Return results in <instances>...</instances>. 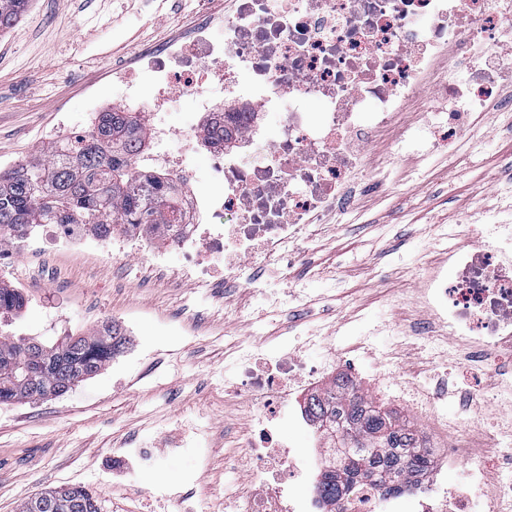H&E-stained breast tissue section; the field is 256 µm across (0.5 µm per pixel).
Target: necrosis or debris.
Returning <instances> with one entry per match:
<instances>
[{"label":"necrosis or debris","mask_w":512,"mask_h":512,"mask_svg":"<svg viewBox=\"0 0 512 512\" xmlns=\"http://www.w3.org/2000/svg\"><path fill=\"white\" fill-rule=\"evenodd\" d=\"M222 39L200 35L182 47L146 51L155 75L151 100L138 82H124L114 109L145 116V131L159 149L153 166L167 171L190 212L182 226L161 225L153 237L128 224L108 235L89 224H49L41 247H65L121 262L150 240L153 261L178 254L194 286L247 288L262 263L281 262L310 236L322 217L350 207L356 188L373 186L365 154L377 141L398 159L401 124L415 105L445 102L434 118L440 134L466 133L473 114L500 106L512 112V62L500 46L512 34V0H230ZM216 82L223 101L204 91ZM195 111L220 117L242 112L245 122L229 152L213 156L209 194L199 195L187 147L203 129L177 131L170 112L181 97ZM316 99L320 111L305 103ZM284 110L276 137L259 115ZM475 242L448 249L445 266L427 271L418 295L426 315L415 349L454 358L467 369H492L482 399L495 409L489 423L471 417L473 396L449 377L427 386L417 370L404 371L394 388L417 417L433 420L448 437V465L462 467L460 489L445 491L430 470L398 489L360 481L341 501L342 512H512V225L487 223ZM335 363L328 357L306 369L281 351L276 371L237 345L238 391L250 408L282 416L287 401L321 381ZM455 395L454 416L439 403ZM308 454L290 449L274 458L239 512H315L318 500L294 495Z\"/></svg>","instance_id":"1"}]
</instances>
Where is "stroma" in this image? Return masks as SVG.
I'll return each instance as SVG.
<instances>
[{
    "label": "stroma",
    "instance_id": "1",
    "mask_svg": "<svg viewBox=\"0 0 512 512\" xmlns=\"http://www.w3.org/2000/svg\"><path fill=\"white\" fill-rule=\"evenodd\" d=\"M226 0H32L19 25L0 36V168L28 159L64 120L82 124L120 90L130 71L152 92L141 46L190 42L196 16L221 17ZM468 156L452 166L449 155ZM512 113L482 115L454 144L405 149L373 172L377 192L325 219L321 234L296 254L294 273L268 264L263 288L224 295L153 267L149 251L126 263L49 249L44 261L19 258L8 276L26 306L0 319V333L50 344L88 334L103 320L120 325L123 352L74 389L37 402L0 404V512L45 490L81 485L102 512H232L260 472L230 475L225 435L257 426L233 388L232 359L242 333L256 356L285 345L309 364L332 355L342 372L375 391L417 361L413 350L380 331L381 321L409 329L416 288L441 261L444 234L486 213L512 218ZM44 278L35 290L30 282ZM276 293L271 306L267 293ZM199 443L169 450L188 426ZM144 447L147 463L113 476L112 457Z\"/></svg>",
    "mask_w": 512,
    "mask_h": 512
}]
</instances>
